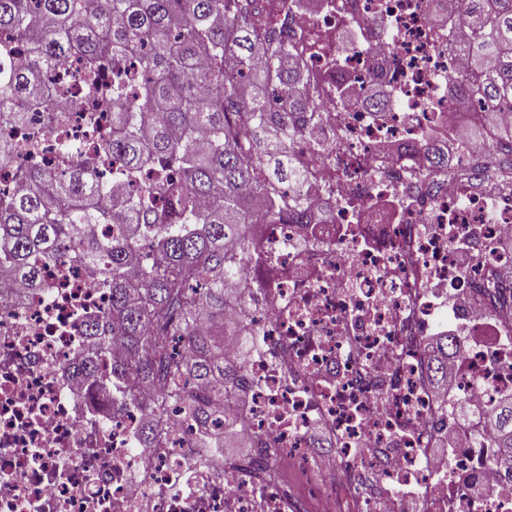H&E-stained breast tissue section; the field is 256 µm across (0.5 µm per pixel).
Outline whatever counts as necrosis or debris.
<instances>
[{
  "label": "necrosis or debris",
  "instance_id": "obj_1",
  "mask_svg": "<svg viewBox=\"0 0 512 512\" xmlns=\"http://www.w3.org/2000/svg\"><path fill=\"white\" fill-rule=\"evenodd\" d=\"M260 25L293 35L322 118L296 141L309 222L255 225L262 261L224 306L247 344L224 349L244 388L216 396L224 420L206 427L153 410L154 384L113 393L123 349L91 359L83 327L111 304L100 268L51 264L24 290L0 268V512H408L411 497L415 512H512V467L485 425L512 395V282L497 275L512 254L496 250L512 187L494 173L512 110L449 105L463 59L424 0H263ZM375 84L392 107L366 103ZM69 100L61 127L33 112L10 129L24 167L97 146L109 114L81 86ZM447 332L460 349L441 399L425 341ZM225 427L279 480L199 447Z\"/></svg>",
  "mask_w": 512,
  "mask_h": 512
}]
</instances>
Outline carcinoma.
I'll return each mask as SVG.
<instances>
[{
	"label": "carcinoma",
	"mask_w": 512,
	"mask_h": 512,
	"mask_svg": "<svg viewBox=\"0 0 512 512\" xmlns=\"http://www.w3.org/2000/svg\"><path fill=\"white\" fill-rule=\"evenodd\" d=\"M468 32L449 27L448 47L465 72L448 78V100L463 107L480 98L512 105V0H457ZM256 0H0V125L22 124L32 111L51 128L64 119L69 79L53 88L46 72L73 56L77 80L100 111L112 112L96 152L130 181L149 171L128 199L112 201L96 159L63 169L28 168L24 187L0 190V264L25 288L43 287L41 266L95 264L111 294L103 318L117 329L124 360L112 381L129 375L160 388V402L184 404L204 425L218 391L243 387L242 365L224 362V285L259 258L251 226L274 224L283 212L296 223L308 204L287 192L301 170L293 145L317 120L307 102L306 64L293 42L256 31ZM29 47L24 64L15 44ZM232 59L233 68H225ZM138 63L137 78L126 69ZM110 224V239L95 232ZM235 239L240 251L229 254ZM209 330L195 332L197 321ZM187 337L193 356L177 350ZM457 337L438 339L432 376L448 377ZM497 447L512 457V395L491 409Z\"/></svg>",
	"instance_id": "carcinoma-1"
}]
</instances>
